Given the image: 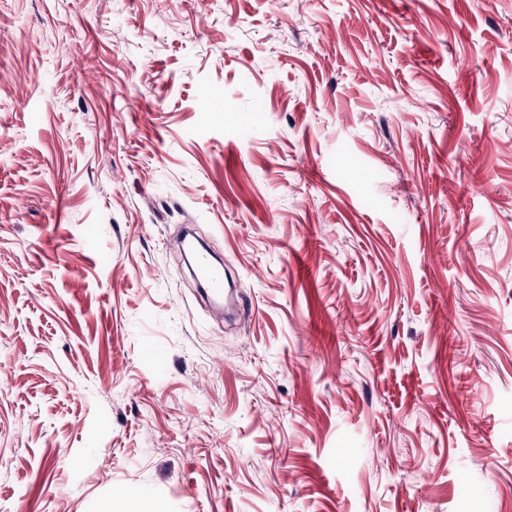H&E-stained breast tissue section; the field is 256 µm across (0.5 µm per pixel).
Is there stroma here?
Segmentation results:
<instances>
[{
  "label": "stroma",
  "mask_w": 512,
  "mask_h": 512,
  "mask_svg": "<svg viewBox=\"0 0 512 512\" xmlns=\"http://www.w3.org/2000/svg\"><path fill=\"white\" fill-rule=\"evenodd\" d=\"M0 512H512V0H0ZM194 271L197 279L208 288L216 305L228 306L234 302L235 289L224 290V271L211 259L205 247L195 250L193 254Z\"/></svg>",
  "instance_id": "35a3bbf8"
}]
</instances>
